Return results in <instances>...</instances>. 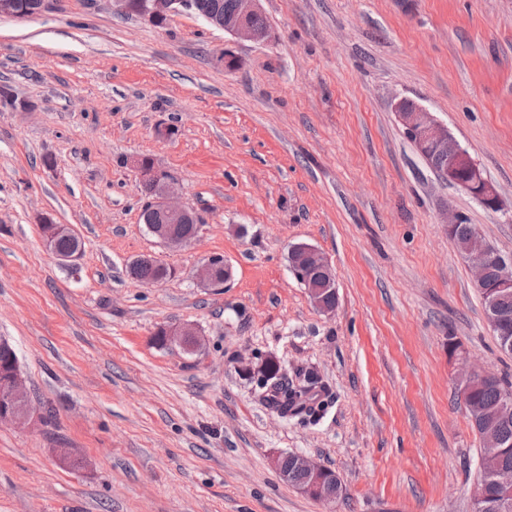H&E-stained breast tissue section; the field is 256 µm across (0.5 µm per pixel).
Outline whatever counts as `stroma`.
Masks as SVG:
<instances>
[{
	"label": "stroma",
	"instance_id": "obj_1",
	"mask_svg": "<svg viewBox=\"0 0 512 512\" xmlns=\"http://www.w3.org/2000/svg\"><path fill=\"white\" fill-rule=\"evenodd\" d=\"M260 5L262 42L108 0L0 19L15 99L0 105V338L40 413L0 424V512H474L483 443L458 390L471 362L512 378V355L444 212L512 256V0ZM402 98L448 126L505 210L435 177ZM145 156L203 219L184 248L140 222ZM47 218L80 238L75 267L47 248ZM297 243L335 268L333 312L294 277ZM216 254L232 278L202 287ZM141 257L171 276L132 279ZM164 325L199 347L157 345ZM271 361L317 373L320 420L263 400ZM286 454L336 472L341 498L283 483Z\"/></svg>",
	"mask_w": 512,
	"mask_h": 512
}]
</instances>
